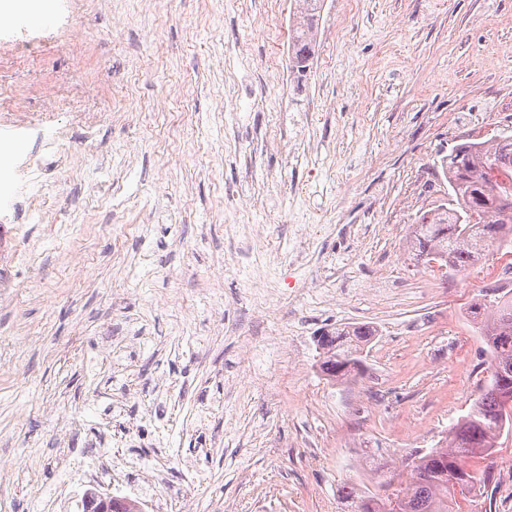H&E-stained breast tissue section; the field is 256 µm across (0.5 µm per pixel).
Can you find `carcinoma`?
<instances>
[{
  "instance_id": "obj_1",
  "label": "carcinoma",
  "mask_w": 512,
  "mask_h": 512,
  "mask_svg": "<svg viewBox=\"0 0 512 512\" xmlns=\"http://www.w3.org/2000/svg\"><path fill=\"white\" fill-rule=\"evenodd\" d=\"M290 29L291 67L310 66L315 54L318 17L323 0H300ZM451 192L448 202L418 216L408 248L416 263L435 262L448 271L467 269L487 247L512 243V134L503 130L474 138L441 161ZM469 315L480 330L482 353L490 361V378L480 387L468 413L450 430L445 446L417 450L406 464L385 471L373 486L348 483L345 497L358 512H454L455 494L497 484L494 464L471 470L467 462L495 454L507 423L512 422V289L486 285ZM376 329L352 324L317 337L320 369L336 381L347 379Z\"/></svg>"
}]
</instances>
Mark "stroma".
<instances>
[{
    "label": "stroma",
    "instance_id": "1",
    "mask_svg": "<svg viewBox=\"0 0 512 512\" xmlns=\"http://www.w3.org/2000/svg\"><path fill=\"white\" fill-rule=\"evenodd\" d=\"M296 6L56 0L0 27V130L71 155L31 139L0 198V512H77L116 480L142 512H355L344 483L471 407L466 310L502 251L463 282L407 238L442 156L512 127V0H324L301 78ZM349 323L378 334L344 384L316 339ZM495 467L461 512H512V435Z\"/></svg>",
    "mask_w": 512,
    "mask_h": 512
}]
</instances>
